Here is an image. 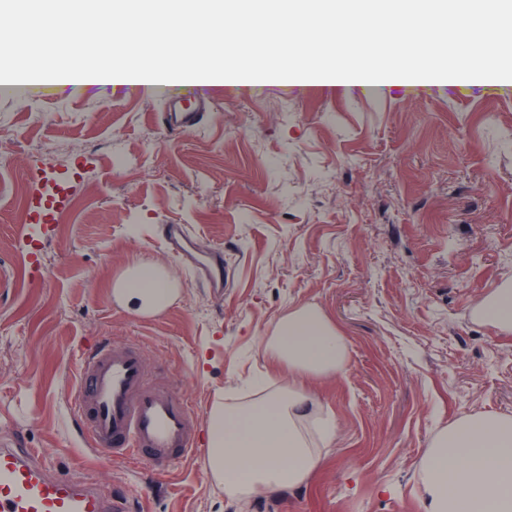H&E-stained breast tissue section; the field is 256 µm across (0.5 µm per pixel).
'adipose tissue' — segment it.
<instances>
[{
  "instance_id": "1",
  "label": "adipose tissue",
  "mask_w": 512,
  "mask_h": 512,
  "mask_svg": "<svg viewBox=\"0 0 512 512\" xmlns=\"http://www.w3.org/2000/svg\"><path fill=\"white\" fill-rule=\"evenodd\" d=\"M183 293L159 260L127 263L112 282L116 303L156 316ZM475 317L512 332V287L492 290ZM267 377L251 392L218 395L208 413L207 471L227 499H252L306 482L321 466L336 428L311 389L341 376L347 340L317 305L288 308L260 341ZM418 483L424 512H512V418L476 414L432 439Z\"/></svg>"
}]
</instances>
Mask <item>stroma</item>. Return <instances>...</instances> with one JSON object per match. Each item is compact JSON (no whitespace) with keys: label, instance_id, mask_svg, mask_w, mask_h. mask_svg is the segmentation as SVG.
Listing matches in <instances>:
<instances>
[{"label":"stroma","instance_id":"1","mask_svg":"<svg viewBox=\"0 0 512 512\" xmlns=\"http://www.w3.org/2000/svg\"><path fill=\"white\" fill-rule=\"evenodd\" d=\"M161 107L91 82L0 96V448L38 449L131 512H237L205 456L159 474L87 449L68 407L81 354L137 343L149 384L204 424L229 380L263 372L259 342L278 316L315 304L348 342L346 373L319 390L336 440L306 483L250 512H424L434 435L475 413L512 416V334L474 318L512 284V81L313 95L232 80L177 138ZM37 175L79 201L46 235L18 220ZM165 224L223 250V296L166 253ZM139 258L186 290L161 315L112 298Z\"/></svg>","mask_w":512,"mask_h":512}]
</instances>
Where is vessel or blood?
I'll list each match as a JSON object with an SVG mask.
<instances>
[{
	"mask_svg": "<svg viewBox=\"0 0 512 512\" xmlns=\"http://www.w3.org/2000/svg\"><path fill=\"white\" fill-rule=\"evenodd\" d=\"M212 101L183 106L169 100L161 114L170 137L197 126ZM70 202L64 189L46 191L34 178L28 196L30 223L53 230ZM70 410L88 447L114 458L135 456L164 472L177 458L198 451V418L189 405L165 387L149 386L142 353L135 347L103 342L80 360ZM126 498L104 496L88 481L45 469L29 448H0V512H129Z\"/></svg>",
	"mask_w": 512,
	"mask_h": 512,
	"instance_id": "obj_1",
	"label": "vessel or blood"
}]
</instances>
